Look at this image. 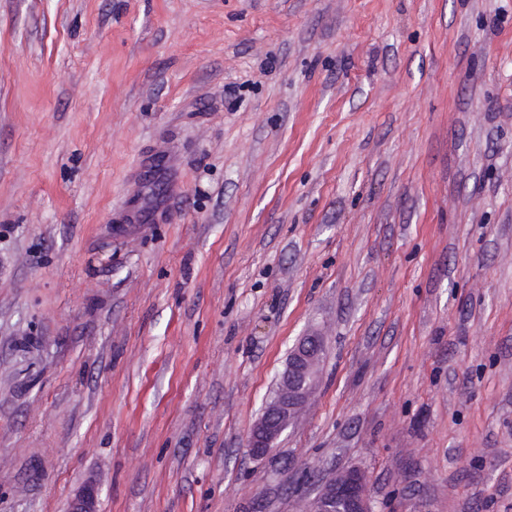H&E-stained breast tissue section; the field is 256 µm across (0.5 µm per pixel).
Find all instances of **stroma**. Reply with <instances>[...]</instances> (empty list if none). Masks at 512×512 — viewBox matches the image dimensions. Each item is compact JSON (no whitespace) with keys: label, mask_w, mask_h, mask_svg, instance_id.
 Returning a JSON list of instances; mask_svg holds the SVG:
<instances>
[{"label":"stroma","mask_w":512,"mask_h":512,"mask_svg":"<svg viewBox=\"0 0 512 512\" xmlns=\"http://www.w3.org/2000/svg\"><path fill=\"white\" fill-rule=\"evenodd\" d=\"M350 467L512 512V0H0V512H305ZM324 350L323 337L313 334L300 338L291 349L276 395L266 403L250 432L247 448L253 457L262 458L273 450L317 387Z\"/></svg>","instance_id":"stroma-1"}]
</instances>
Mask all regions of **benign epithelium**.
Returning <instances> with one entry per match:
<instances>
[{"mask_svg": "<svg viewBox=\"0 0 512 512\" xmlns=\"http://www.w3.org/2000/svg\"><path fill=\"white\" fill-rule=\"evenodd\" d=\"M324 350L323 337L313 334L300 338L291 349L276 395L266 403L250 432L247 448L253 457L262 458L273 450L317 387ZM337 505L345 512H374L364 471L352 467L325 481L307 512H332ZM68 512H98L96 488L85 486L69 504Z\"/></svg>", "mask_w": 512, "mask_h": 512, "instance_id": "7a95c632", "label": "benign epithelium"}]
</instances>
